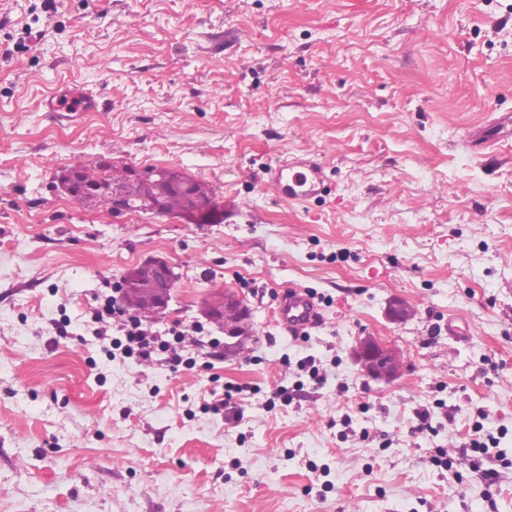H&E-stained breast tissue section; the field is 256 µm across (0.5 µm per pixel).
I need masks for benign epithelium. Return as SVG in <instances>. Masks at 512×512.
<instances>
[{"instance_id": "benign-epithelium-1", "label": "benign epithelium", "mask_w": 512, "mask_h": 512, "mask_svg": "<svg viewBox=\"0 0 512 512\" xmlns=\"http://www.w3.org/2000/svg\"><path fill=\"white\" fill-rule=\"evenodd\" d=\"M82 173L81 168L65 171L59 182L65 195L69 196L77 189L88 197L111 192V189L104 186H85ZM149 266L152 279L148 288L142 286L135 266L128 268L122 276L121 306L136 316L162 314L172 298L175 276L170 264L163 258H153ZM201 311L209 322L224 329V333L231 337L242 335L246 330L248 308L243 299L235 295L226 294L207 299L201 303ZM354 356L365 376L372 380L393 381L400 374L402 362L397 352L374 336L359 339L354 348Z\"/></svg>"}]
</instances>
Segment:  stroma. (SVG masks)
<instances>
[{
    "mask_svg": "<svg viewBox=\"0 0 512 512\" xmlns=\"http://www.w3.org/2000/svg\"><path fill=\"white\" fill-rule=\"evenodd\" d=\"M75 86L103 111L43 110ZM508 113L512 0H0V512H512V141L465 145ZM307 154L335 190L302 207L262 173ZM113 163L213 185L223 221L58 192ZM156 256L178 281L142 327L185 330L190 369L103 349ZM290 287L321 328L282 331ZM224 292L234 353L200 313ZM367 335L393 382L352 359ZM201 311L209 322L224 328V333L230 337L243 335L246 330L248 308L243 299L235 295L207 299L201 303ZM354 356L365 376L372 380L393 381L400 374L402 362L399 355L375 336L360 338Z\"/></svg>",
    "mask_w": 512,
    "mask_h": 512,
    "instance_id": "35a3bbf8",
    "label": "stroma"
}]
</instances>
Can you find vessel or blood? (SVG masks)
<instances>
[{
  "mask_svg": "<svg viewBox=\"0 0 512 512\" xmlns=\"http://www.w3.org/2000/svg\"><path fill=\"white\" fill-rule=\"evenodd\" d=\"M48 112H96L100 102L80 87L48 96L42 102ZM276 193L294 204L319 199L332 189L325 166L312 157H284L263 172ZM279 323L289 335L296 336L321 327V307L310 293L300 287L284 290L278 301Z\"/></svg>",
  "mask_w": 512,
  "mask_h": 512,
  "instance_id": "obj_1",
  "label": "vessel or blood"
}]
</instances>
